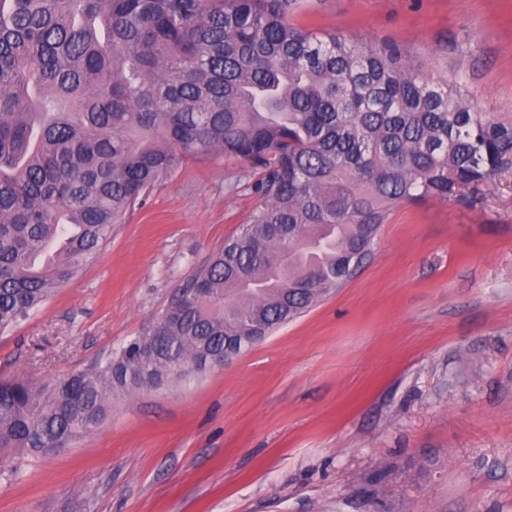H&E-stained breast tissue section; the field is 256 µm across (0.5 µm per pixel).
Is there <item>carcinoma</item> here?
Instances as JSON below:
<instances>
[{"mask_svg":"<svg viewBox=\"0 0 512 512\" xmlns=\"http://www.w3.org/2000/svg\"><path fill=\"white\" fill-rule=\"evenodd\" d=\"M299 0H0V332L93 260L188 159L258 171L239 232L106 362L0 379V459L97 430L112 397L249 348L356 274L398 207L512 161V127L393 43L293 21Z\"/></svg>","mask_w":512,"mask_h":512,"instance_id":"obj_1","label":"carcinoma"}]
</instances>
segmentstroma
Returning <instances> with one entry per match:
<instances>
[{"instance_id":"stroma-1","label":"stroma","mask_w":512,"mask_h":512,"mask_svg":"<svg viewBox=\"0 0 512 512\" xmlns=\"http://www.w3.org/2000/svg\"><path fill=\"white\" fill-rule=\"evenodd\" d=\"M296 21L396 43L512 126V0H302ZM257 178L224 158L175 169L0 334V378L38 387L140 336L247 222ZM0 512H512V165L396 210L349 281L230 367L6 458Z\"/></svg>"}]
</instances>
